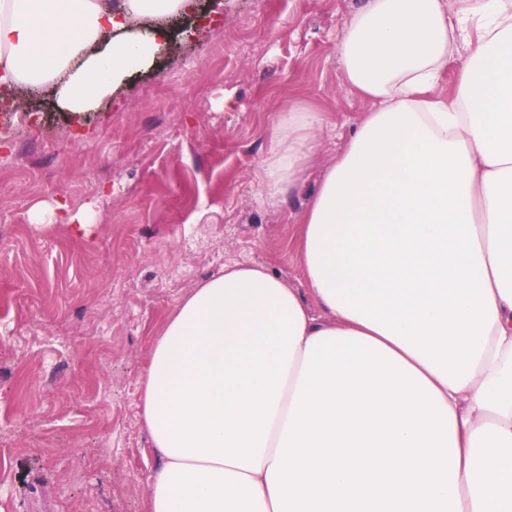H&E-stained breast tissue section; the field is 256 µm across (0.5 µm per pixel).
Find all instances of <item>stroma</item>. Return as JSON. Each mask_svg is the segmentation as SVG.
<instances>
[{
  "label": "stroma",
  "mask_w": 512,
  "mask_h": 512,
  "mask_svg": "<svg viewBox=\"0 0 512 512\" xmlns=\"http://www.w3.org/2000/svg\"><path fill=\"white\" fill-rule=\"evenodd\" d=\"M223 2L79 121L44 93L0 120V512H146L141 380L174 306L234 262L305 285L298 217L371 109L338 52L360 0ZM291 101L329 122L271 207L257 172Z\"/></svg>",
  "instance_id": "obj_1"
}]
</instances>
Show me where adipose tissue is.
<instances>
[{
    "mask_svg": "<svg viewBox=\"0 0 512 512\" xmlns=\"http://www.w3.org/2000/svg\"><path fill=\"white\" fill-rule=\"evenodd\" d=\"M194 9L0 0V91L87 112ZM339 51L372 109L299 218L304 287L225 265L153 344L149 512H512V0H362ZM325 124L278 116L270 205Z\"/></svg>",
    "mask_w": 512,
    "mask_h": 512,
    "instance_id": "ef3b65f1",
    "label": "adipose tissue"
}]
</instances>
